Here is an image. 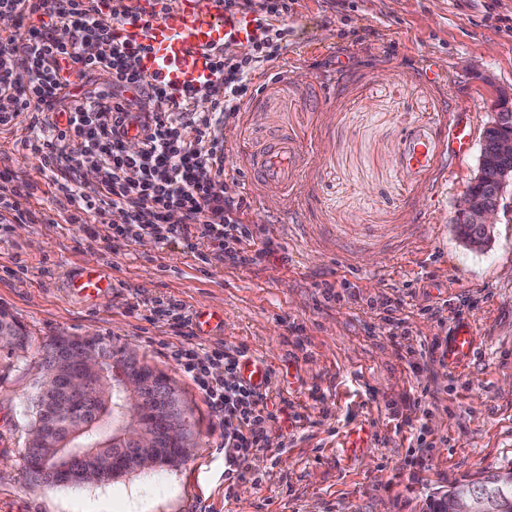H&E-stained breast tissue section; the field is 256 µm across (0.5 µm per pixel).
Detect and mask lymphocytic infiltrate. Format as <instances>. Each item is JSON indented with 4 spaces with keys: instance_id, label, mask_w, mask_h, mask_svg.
Segmentation results:
<instances>
[{
    "instance_id": "f902f5d3",
    "label": "lymphocytic infiltrate",
    "mask_w": 512,
    "mask_h": 512,
    "mask_svg": "<svg viewBox=\"0 0 512 512\" xmlns=\"http://www.w3.org/2000/svg\"><path fill=\"white\" fill-rule=\"evenodd\" d=\"M224 9L253 17L257 35L244 46L225 43L213 63L218 81L154 113L140 151L131 154L117 126L170 94L147 85L134 53L115 38L129 14L124 0L105 9L98 0H0V14L16 24L32 14L42 20L21 44L0 45V98L11 103L0 111V125L24 118L26 153L45 171L67 170L54 185L72 208L69 223L93 217L105 221L109 236L179 245L205 264L215 256L236 266L257 264L277 253V244L258 242V229L241 220L245 200L225 179L224 129L255 93L258 71L277 60L291 33L292 0H224ZM61 31L66 39H58ZM91 41L97 53L82 54ZM97 76L111 84V95L86 90ZM87 167L98 173L89 190L80 179ZM131 170L138 180L127 179ZM31 197L12 172L0 171V235L31 219ZM173 211L181 213V223L168 222ZM169 352L221 425L229 480L244 479V461L267 442L264 422L277 417L269 407L276 373H267L259 387L241 375L244 351L173 344Z\"/></svg>"
}]
</instances>
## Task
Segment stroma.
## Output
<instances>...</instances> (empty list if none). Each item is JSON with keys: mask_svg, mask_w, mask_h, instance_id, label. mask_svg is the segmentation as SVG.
Returning a JSON list of instances; mask_svg holds the SVG:
<instances>
[{"mask_svg": "<svg viewBox=\"0 0 512 512\" xmlns=\"http://www.w3.org/2000/svg\"><path fill=\"white\" fill-rule=\"evenodd\" d=\"M289 23L260 91L225 129L224 162L247 202L243 223L286 261L202 266L179 247L65 223L50 175L18 150L25 125L0 126V169L42 209L0 238V306L32 338L0 383V512H423L455 482L512 466V182L483 250L455 229L494 98L512 89V0H295ZM458 123L471 132L463 156L446 147ZM416 130L432 133L436 152L430 169L410 172L403 152ZM277 137L298 149L288 197L254 175ZM87 265L111 278V296L71 292ZM342 280V300L324 299L321 283ZM161 301L223 310L224 325L197 336ZM461 320L477 348L451 369L434 347ZM87 332L176 382L199 440L185 462L74 487L26 473L38 350ZM172 343L243 349L277 372L287 413L244 480L226 481L218 422ZM359 424L371 447L344 448Z\"/></svg>", "mask_w": 512, "mask_h": 512, "instance_id": "1", "label": "stroma"}]
</instances>
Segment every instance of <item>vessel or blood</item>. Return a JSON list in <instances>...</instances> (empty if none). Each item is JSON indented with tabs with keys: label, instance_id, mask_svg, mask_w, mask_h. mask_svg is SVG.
<instances>
[{
	"label": "vessel or blood",
	"instance_id": "b4317fda",
	"mask_svg": "<svg viewBox=\"0 0 512 512\" xmlns=\"http://www.w3.org/2000/svg\"><path fill=\"white\" fill-rule=\"evenodd\" d=\"M129 6L133 17L119 26L118 39L138 53L139 69L146 79L165 87L176 99L216 81L210 59L223 51L226 40L244 45L254 34L253 24L225 12L224 0H173L156 17L146 11L141 0H129ZM435 148L427 131L410 134L404 151L406 168H427ZM71 289L79 296L98 299L111 293L112 283L89 265L73 278ZM194 323L204 336L223 326L224 315L201 309L196 311ZM474 348V332L461 321L443 341L441 354L448 365L459 367L470 359Z\"/></svg>",
	"mask_w": 512,
	"mask_h": 512
}]
</instances>
